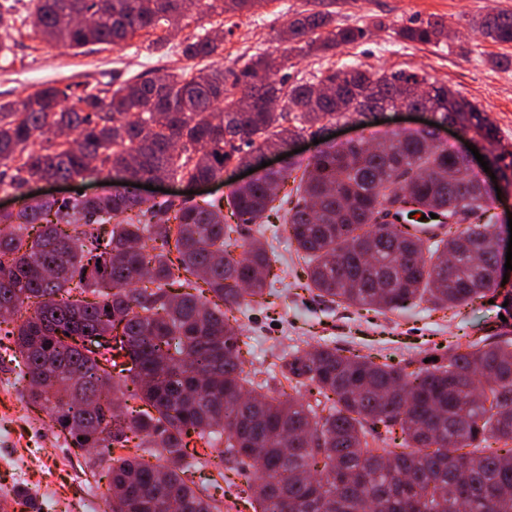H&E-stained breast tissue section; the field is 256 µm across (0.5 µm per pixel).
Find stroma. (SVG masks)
Masks as SVG:
<instances>
[{
	"label": "stroma",
	"instance_id": "35a3bbf8",
	"mask_svg": "<svg viewBox=\"0 0 512 512\" xmlns=\"http://www.w3.org/2000/svg\"><path fill=\"white\" fill-rule=\"evenodd\" d=\"M300 5L301 0H262L240 16L213 14L204 21H183L162 44L156 43L154 35L144 34L121 48L97 45L76 50L30 37L29 0H15L10 11V62L0 66V99H22L49 82L61 87L118 84L148 70L188 67L180 44L205 22L231 29L223 57L211 59V66L235 67L254 53L282 50L280 27L286 13ZM502 9L512 11V0H349L339 22L371 28V35L326 58L292 57L288 74L295 81L342 66L417 73L448 85L456 96L488 112L501 148L512 151V68L501 70L487 63L494 55H512V46L485 39L470 27L476 17ZM431 17L444 19L452 31L450 39L438 45L397 40V28ZM379 20L384 23L380 29L375 26ZM247 230L277 258L279 281L271 302L251 304L238 315V324L250 340L249 348L242 351L244 369L269 379L276 389L288 388L278 368L280 357L287 353L327 345L379 362H422L444 359L449 347H466L499 329L512 330V287L492 289L459 310L435 309L425 303L385 312L345 308L307 288L305 263L279 221L251 224ZM18 378L13 363L0 364V502L10 501L22 482L60 512H81L86 498L105 490L108 465L92 451L80 453L78 462H71L64 436L51 428L43 414L27 408ZM249 473L248 467L238 465L228 481L220 482L208 467L197 471L193 481L203 496L215 499L221 512H253L241 496Z\"/></svg>",
	"mask_w": 512,
	"mask_h": 512
}]
</instances>
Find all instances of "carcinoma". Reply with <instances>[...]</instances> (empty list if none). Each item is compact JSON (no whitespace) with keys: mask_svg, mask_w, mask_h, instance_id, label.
Segmentation results:
<instances>
[{"mask_svg":"<svg viewBox=\"0 0 512 512\" xmlns=\"http://www.w3.org/2000/svg\"><path fill=\"white\" fill-rule=\"evenodd\" d=\"M259 2L35 0L28 18L49 44L123 47L167 26L168 4L188 20ZM341 3L307 0L283 24L285 53H255L238 68L150 70L114 88L48 83L0 101V186L19 200L0 212V348L18 363L27 406L44 412L68 447L112 457L109 512H214L189 473L213 466L222 478L226 463L253 469L245 494L254 512H512V333L452 349L431 368L327 346L285 356L282 376L305 389L286 398L240 360L248 342L235 313L274 294L278 279L276 260L243 226L272 215L307 259L309 288L332 303L452 308L495 287L491 191L445 143L418 130L377 149L331 145L224 199H145L135 188L159 177L220 180L232 161L257 166L330 125L363 124L383 105L441 108L438 120L483 137L512 181L487 113L444 84L354 66L288 83V56L334 55L364 37V28L336 21ZM9 9L0 5L5 62ZM75 13L90 22L73 24ZM473 27L512 44L511 11ZM446 29L429 18L395 35L437 44ZM213 33L186 38L182 55L224 54ZM325 82L334 95L316 94ZM264 97L278 108L241 110L244 99ZM76 179L108 190L62 199L26 192L34 181ZM391 208L400 220L378 222ZM432 213L457 220L433 221L439 231L425 238L414 216ZM119 366L130 383L114 381ZM218 442L220 455L199 452ZM14 503L38 508L26 488Z\"/></svg>","mask_w":512,"mask_h":512,"instance_id":"carcinoma-1","label":"carcinoma"}]
</instances>
